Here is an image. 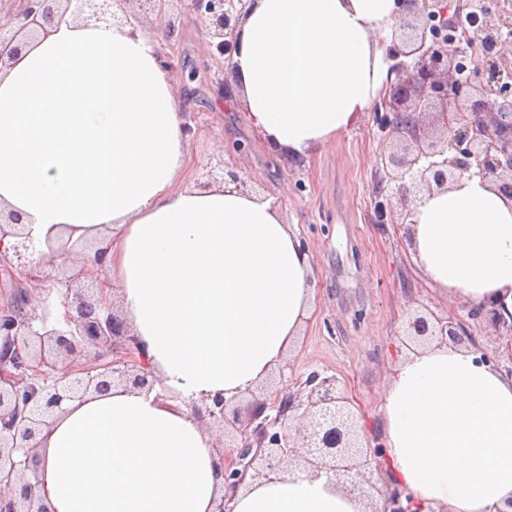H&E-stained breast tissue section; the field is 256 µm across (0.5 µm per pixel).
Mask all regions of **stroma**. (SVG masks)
Returning <instances> with one entry per match:
<instances>
[{"instance_id":"1","label":"stroma","mask_w":512,"mask_h":512,"mask_svg":"<svg viewBox=\"0 0 512 512\" xmlns=\"http://www.w3.org/2000/svg\"><path fill=\"white\" fill-rule=\"evenodd\" d=\"M174 37L162 59L182 98L193 172L224 161L261 196L271 199L284 223L305 239L315 270L313 312L285 356V379L313 371L338 377L364 414L369 436L379 434L381 387L406 349L402 334L410 312L453 313L486 353L497 343L460 303H448L415 274L400 222L398 201L387 203L385 223L374 219L375 187L389 142L380 133L379 107L361 124L313 152L307 163L274 154L244 118L243 106L220 94L222 58L210 56L201 20L179 4Z\"/></svg>"}]
</instances>
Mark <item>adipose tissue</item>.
Segmentation results:
<instances>
[{"label":"adipose tissue","instance_id":"1","mask_svg":"<svg viewBox=\"0 0 512 512\" xmlns=\"http://www.w3.org/2000/svg\"><path fill=\"white\" fill-rule=\"evenodd\" d=\"M399 0H254L233 55L247 123L300 161L357 127L392 75ZM183 105L136 26L64 17L0 73V207L32 256L95 240L142 360L171 398L121 387L68 402L39 437L52 512H214L224 478L187 399L244 394L311 312L315 279L272 201L188 184ZM407 245L452 302L512 315V200L478 176L413 206ZM380 442L405 495L444 512L512 498V377L473 345L404 354ZM326 475L247 480L234 512H364ZM24 225L20 221V217L12 211L0 209V242L6 236H13L21 241V247L28 251L29 246L26 244L30 239L29 233L24 232Z\"/></svg>","mask_w":512,"mask_h":512}]
</instances>
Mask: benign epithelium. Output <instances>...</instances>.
Masks as SVG:
<instances>
[{
    "mask_svg": "<svg viewBox=\"0 0 512 512\" xmlns=\"http://www.w3.org/2000/svg\"><path fill=\"white\" fill-rule=\"evenodd\" d=\"M82 14L100 20L105 16L121 25L140 23L127 12L107 13L96 0H24V9L13 18L0 20V72L13 64L29 40L48 31L62 18L72 2ZM151 6L167 33L176 25L167 16L171 0H142ZM205 24L211 52L232 58L237 49V30L253 0H181ZM442 0L433 10L419 6V0H404L398 27L408 19L426 15L423 24L403 47L394 49L395 81L382 115V130L400 142V151L388 155L381 192L391 191L405 212L425 193L448 189L464 174L490 179L498 191L512 198V50L504 48L502 28L512 22L493 23L488 12L473 43L479 44L484 62L471 76L462 77L459 57L448 56V11ZM445 104L440 113L446 136L430 139L425 125L427 100ZM21 239L29 250L20 217L0 209V240ZM37 275L13 290L10 303L0 307V512H50L44 487L38 479L39 441L63 403L89 392L103 393L113 386L147 394L158 379L145 371L126 352L116 350L115 341L128 336L123 318L105 299L64 298L62 319L49 320L36 313ZM469 316L481 320L496 335L512 345V323L499 309L475 308ZM40 322L35 328L34 322ZM405 335L416 343L462 345L467 341L463 324L453 316L428 317L409 314ZM112 351V360L77 369L73 380L57 374L58 364L101 349ZM191 408L208 426L238 434L230 459L222 460L224 490L215 512H234V500L245 479L271 480L284 473H325L343 491L371 504L376 485L372 468L382 453L380 445L370 446L358 418L334 375L318 371L297 378L293 389L282 396L255 403L245 423L238 418L233 400L222 394L191 401ZM383 512H424L412 502L402 504L401 494L387 497Z\"/></svg>",
    "mask_w": 512,
    "mask_h": 512,
    "instance_id": "7a95c632",
    "label": "benign epithelium"
}]
</instances>
